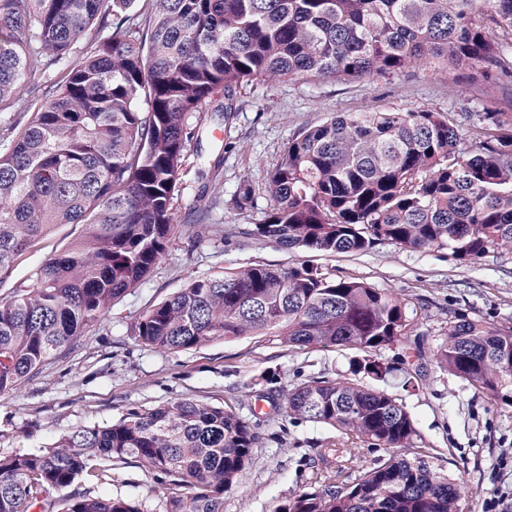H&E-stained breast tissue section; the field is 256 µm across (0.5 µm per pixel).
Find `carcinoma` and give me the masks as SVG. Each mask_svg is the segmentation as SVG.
Instances as JSON below:
<instances>
[{"mask_svg": "<svg viewBox=\"0 0 512 512\" xmlns=\"http://www.w3.org/2000/svg\"><path fill=\"white\" fill-rule=\"evenodd\" d=\"M0 0V106L38 88L33 61L70 51L94 20L112 35L44 89L28 123L0 151V281L58 224L83 234L0 298V395L71 350L112 303L139 286L165 251L172 199L196 134L189 119L219 90L252 80L393 76L418 63L512 80V0ZM147 108H141V103ZM264 223L239 231L287 249L363 253L389 242L448 248L471 263L512 245V115L345 112L297 133L265 184ZM254 190L232 195L243 209ZM412 301L304 262L199 277L130 328L162 352L241 336L362 358L350 375L281 390L290 417L338 439L319 453L321 484L273 512H460L465 487L417 445L402 400L383 386L387 350L410 341ZM437 363L488 398L512 397V330L448 319ZM370 378L380 382L371 386ZM263 437L231 407L177 399L80 427L33 453L0 456V512H141L121 498L44 492L70 487L97 457L135 460L164 476L168 512H224V492L255 462ZM391 451L353 464L352 448ZM349 464L340 478L336 463Z\"/></svg>", "mask_w": 512, "mask_h": 512, "instance_id": "carcinoma-1", "label": "carcinoma"}]
</instances>
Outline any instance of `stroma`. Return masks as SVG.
Segmentation results:
<instances>
[{
  "label": "stroma",
  "mask_w": 512,
  "mask_h": 512,
  "mask_svg": "<svg viewBox=\"0 0 512 512\" xmlns=\"http://www.w3.org/2000/svg\"><path fill=\"white\" fill-rule=\"evenodd\" d=\"M104 31L91 25L84 38L58 62L35 61L41 86L60 79ZM238 107L225 124L204 119L186 155L173 202L177 222L167 250L144 282L114 302L88 328L80 343L32 379L0 396V456L35 452L80 427L107 426L132 408H152L175 399H203L232 407L259 425L265 438L255 463L224 494V512H272L318 482L319 448L336 437L327 426L287 417L271 402L251 395L267 371L278 386L317 377L336 378L349 356L333 349H291L269 336H242L196 349L162 352L135 341L131 326L142 314L199 276L221 275L262 264L318 267L332 278H353L411 299L417 315L413 333L423 357L420 380L406 383L396 371L391 389L414 416L423 447L432 450L450 475L461 478L462 512H482L494 493L505 499L496 512H512V405L492 401L435 362L433 351L451 315L496 327L512 326V245L464 264L448 248L405 250L390 243L365 253L295 251L266 240L240 237V228L262 223L269 200L260 188L281 152L300 129L341 112H473L512 114V86L468 70L446 72L412 67L390 77L362 81L305 78L249 82L233 91ZM258 192L238 211L230 197L242 181ZM208 208L205 233H197L194 211ZM81 225L60 224L18 257L0 298L28 278L48 257L66 250ZM159 475L137 462L97 459L90 475L71 489L122 498L142 512H166Z\"/></svg>",
  "instance_id": "35a3bbf8"
}]
</instances>
